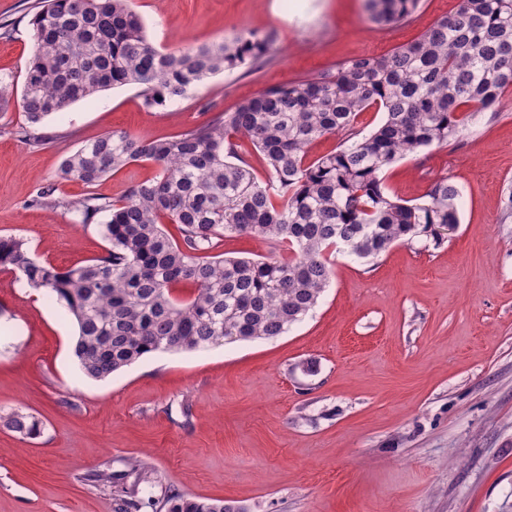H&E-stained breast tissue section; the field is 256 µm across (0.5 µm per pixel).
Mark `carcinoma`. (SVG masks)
<instances>
[{"instance_id": "1", "label": "carcinoma", "mask_w": 512, "mask_h": 512, "mask_svg": "<svg viewBox=\"0 0 512 512\" xmlns=\"http://www.w3.org/2000/svg\"><path fill=\"white\" fill-rule=\"evenodd\" d=\"M420 0H365L381 26L410 18ZM34 51L18 105L23 139L47 116L116 85L136 84L150 110L185 97L222 71L251 68L273 50L271 35L238 32L221 41L162 51L146 35L131 0H45L33 14ZM512 88V0H459L418 39L382 56H357L310 78L273 86L170 138L114 131L61 163L59 179L94 186L133 162L152 177L120 199L94 194L72 203L89 224L107 214L106 253L65 271L32 257L27 243L0 237V265L31 288L62 301L78 328L74 355L83 374L101 380L153 352L195 351L235 341L272 339L312 311L330 286L328 254L377 262L395 243L436 239L459 224V188L433 182L409 204L385 188L395 162L448 143L471 112H497ZM377 105L381 123L356 128ZM341 136L338 150L308 158V146ZM259 152L266 178L239 140ZM174 224L178 237L164 225ZM277 241L288 256L224 257V239ZM190 287L186 298L182 287ZM0 422L26 437L38 421L15 411ZM125 475L94 470L85 480L112 493L114 512H140ZM156 512H238L222 500L166 489L148 500Z\"/></svg>"}]
</instances>
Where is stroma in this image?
<instances>
[{
  "label": "stroma",
  "mask_w": 512,
  "mask_h": 512,
  "mask_svg": "<svg viewBox=\"0 0 512 512\" xmlns=\"http://www.w3.org/2000/svg\"><path fill=\"white\" fill-rule=\"evenodd\" d=\"M37 0H0V79L20 97ZM162 50L242 30L274 32L260 68L219 74L176 105L149 110L135 85L54 113L35 148L0 113V235L67 269L103 255L106 215L83 225L71 203L113 200L150 177L132 163L94 188L58 179L83 143L112 131L162 138L210 121L266 88L417 39L458 0H422L407 21L370 22L363 0H133ZM455 183L460 224L443 244L394 245L377 263L342 254L316 308L271 340L144 355L112 377H82L73 320L45 291L0 268V512H113L87 472H128L241 512H512V106L480 112L456 140L385 170L391 195L417 201ZM55 186L56 206L32 207ZM3 426L26 437H37L40 434L38 421L31 415L15 411L0 417Z\"/></svg>",
  "instance_id": "obj_1"
}]
</instances>
